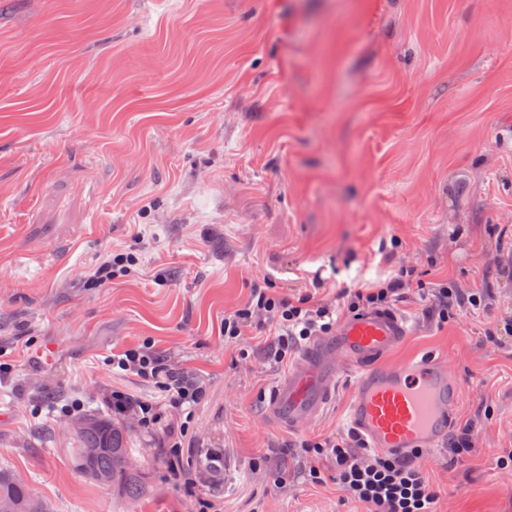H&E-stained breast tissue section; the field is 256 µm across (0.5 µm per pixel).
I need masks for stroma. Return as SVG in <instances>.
Segmentation results:
<instances>
[{"label": "stroma", "instance_id": "1", "mask_svg": "<svg viewBox=\"0 0 512 512\" xmlns=\"http://www.w3.org/2000/svg\"><path fill=\"white\" fill-rule=\"evenodd\" d=\"M113 252L134 266L96 283ZM402 266L388 362L435 356L465 389L469 450L421 463L433 512H512V0H0V468L51 512H364L301 447L349 432L355 373L302 430L268 424L289 366L224 317L256 284L332 302ZM145 343L205 385L197 494L132 416L143 497L72 464L112 392L179 418L112 369Z\"/></svg>", "mask_w": 512, "mask_h": 512}]
</instances>
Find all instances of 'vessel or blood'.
I'll use <instances>...</instances> for the list:
<instances>
[{
  "mask_svg": "<svg viewBox=\"0 0 512 512\" xmlns=\"http://www.w3.org/2000/svg\"><path fill=\"white\" fill-rule=\"evenodd\" d=\"M408 334L405 320L386 310L339 321L271 388L265 420L288 428L313 421L331 396L337 362L344 361L357 373L349 421L368 447L396 454L435 447L446 438L464 390L447 364L431 355L382 365Z\"/></svg>",
  "mask_w": 512,
  "mask_h": 512,
  "instance_id": "obj_1",
  "label": "vessel or blood"
}]
</instances>
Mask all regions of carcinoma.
Listing matches in <instances>:
<instances>
[{"instance_id": "cac0c4a2", "label": "carcinoma", "mask_w": 512, "mask_h": 512, "mask_svg": "<svg viewBox=\"0 0 512 512\" xmlns=\"http://www.w3.org/2000/svg\"><path fill=\"white\" fill-rule=\"evenodd\" d=\"M79 447L72 449L75 467L90 481L118 488L130 497L144 492L138 473L128 465L131 449L125 431L107 417L89 418L78 428ZM0 512H48L29 486L0 470Z\"/></svg>"}]
</instances>
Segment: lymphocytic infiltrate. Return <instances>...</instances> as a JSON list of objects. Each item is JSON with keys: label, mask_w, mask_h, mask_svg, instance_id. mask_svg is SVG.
<instances>
[{"label": "lymphocytic infiltrate", "mask_w": 512, "mask_h": 512, "mask_svg": "<svg viewBox=\"0 0 512 512\" xmlns=\"http://www.w3.org/2000/svg\"><path fill=\"white\" fill-rule=\"evenodd\" d=\"M413 280V269H399L394 277L378 283L371 291L347 292L346 309L351 313L389 309L405 288L411 287ZM257 314L264 315L274 329L273 356L279 362L287 359L297 341L329 332L336 324V311L329 305L305 298H275L257 286L252 290L247 308L225 316V340L244 335L248 323ZM112 366L154 381L169 405L176 409L192 408L205 394L202 384L168 370L147 344L114 356ZM106 403L113 415H134L143 427L162 425L167 467L185 489H193L195 481L183 468L182 423L161 422L152 402L123 392H112ZM361 445V440L350 434L323 439L313 443L312 448L316 456L333 459L340 490L349 498L369 504L370 512H432L434 492L414 460L388 453L371 452L364 456L357 452Z\"/></svg>", "instance_id": "1"}]
</instances>
